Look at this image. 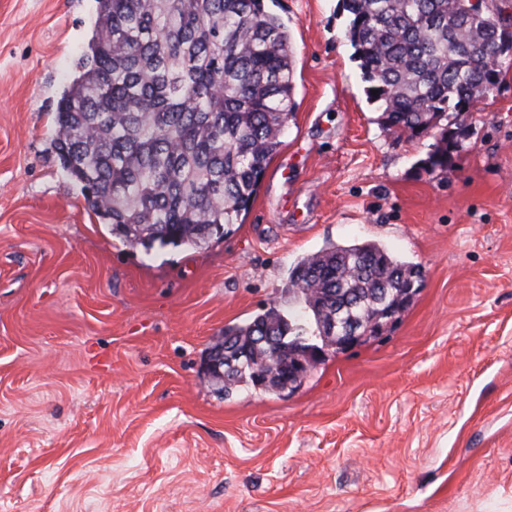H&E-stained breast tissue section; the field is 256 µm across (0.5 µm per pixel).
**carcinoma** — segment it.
I'll list each match as a JSON object with an SVG mask.
<instances>
[{"label": "carcinoma", "instance_id": "obj_1", "mask_svg": "<svg viewBox=\"0 0 512 512\" xmlns=\"http://www.w3.org/2000/svg\"><path fill=\"white\" fill-rule=\"evenodd\" d=\"M88 50L55 109L54 145L89 208L132 247H200L224 236L251 203L294 110L288 27L267 0H96ZM346 37L382 125L420 135L498 81L496 45L512 14L470 0H343ZM417 266L372 241L301 259L289 289L310 322L273 306L224 331L246 344L281 337L222 384L257 387L262 369L298 341L321 350L327 307L369 319L381 301L405 310Z\"/></svg>", "mask_w": 512, "mask_h": 512}]
</instances>
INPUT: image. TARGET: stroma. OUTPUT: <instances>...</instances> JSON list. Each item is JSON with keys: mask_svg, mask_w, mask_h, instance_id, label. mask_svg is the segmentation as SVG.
<instances>
[{"mask_svg": "<svg viewBox=\"0 0 512 512\" xmlns=\"http://www.w3.org/2000/svg\"><path fill=\"white\" fill-rule=\"evenodd\" d=\"M95 7L0 0V512H512V67L410 138L368 101L340 0H276L279 153L222 239L147 251L54 147ZM353 241L421 268L398 321L296 391L216 393L225 328L298 314L291 267Z\"/></svg>", "mask_w": 512, "mask_h": 512, "instance_id": "obj_1", "label": "stroma"}]
</instances>
